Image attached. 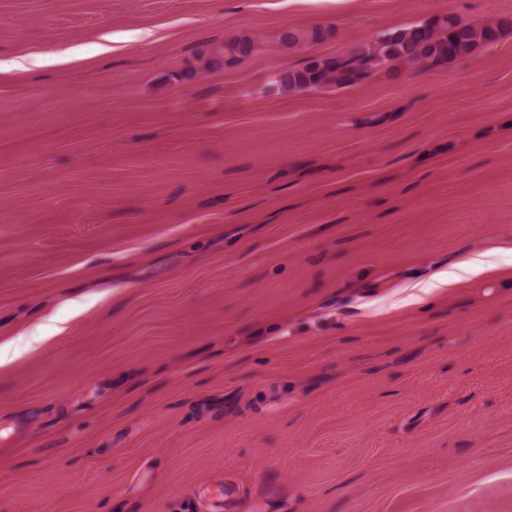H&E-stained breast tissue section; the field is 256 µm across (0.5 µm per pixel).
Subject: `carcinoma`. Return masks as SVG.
Wrapping results in <instances>:
<instances>
[{
	"mask_svg": "<svg viewBox=\"0 0 512 512\" xmlns=\"http://www.w3.org/2000/svg\"><path fill=\"white\" fill-rule=\"evenodd\" d=\"M498 37L499 30L492 26L475 27L447 16L427 24L381 33L344 56L315 61L300 69H285L280 72L278 82L281 88L292 92L352 86L388 64H439L467 56L478 46L497 41ZM250 51L247 41L228 40L208 59V65L222 67Z\"/></svg>",
	"mask_w": 512,
	"mask_h": 512,
	"instance_id": "carcinoma-1",
	"label": "carcinoma"
}]
</instances>
